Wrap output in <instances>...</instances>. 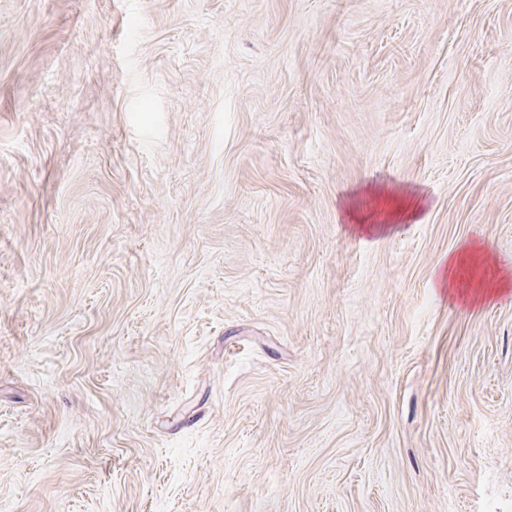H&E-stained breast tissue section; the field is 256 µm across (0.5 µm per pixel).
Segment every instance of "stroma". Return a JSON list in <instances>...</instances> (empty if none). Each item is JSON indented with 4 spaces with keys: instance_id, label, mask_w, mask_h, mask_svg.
<instances>
[{
    "instance_id": "35a3bbf8",
    "label": "stroma",
    "mask_w": 512,
    "mask_h": 512,
    "mask_svg": "<svg viewBox=\"0 0 512 512\" xmlns=\"http://www.w3.org/2000/svg\"><path fill=\"white\" fill-rule=\"evenodd\" d=\"M474 239L512 0H0V512H512ZM489 262V255L484 246L472 243L457 252L449 253L445 267L440 275L442 291L448 292L453 298H458L463 304L476 306L484 303L492 297L488 290L483 289L482 284L463 286L458 280V272L465 265H483ZM465 288V289H462Z\"/></svg>"
}]
</instances>
